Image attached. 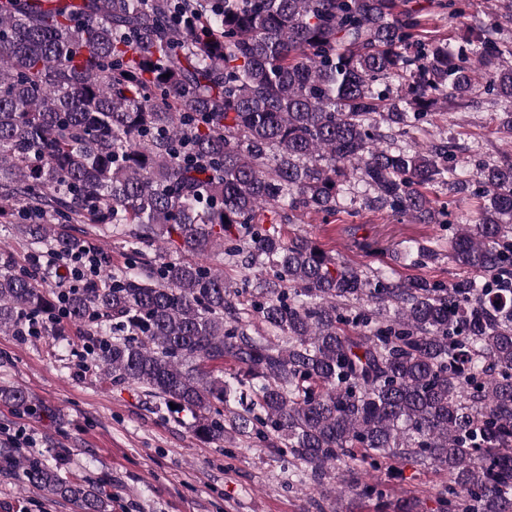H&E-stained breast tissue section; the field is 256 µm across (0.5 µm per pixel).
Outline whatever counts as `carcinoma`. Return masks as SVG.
<instances>
[{
  "instance_id": "cac0c4a2",
  "label": "carcinoma",
  "mask_w": 512,
  "mask_h": 512,
  "mask_svg": "<svg viewBox=\"0 0 512 512\" xmlns=\"http://www.w3.org/2000/svg\"><path fill=\"white\" fill-rule=\"evenodd\" d=\"M436 7L479 33L436 34L419 0H0V224L27 249L0 256V332L68 320L112 383L204 443L282 449L294 482H333L354 512H416L370 478L384 460L447 475L437 512H512V154L467 174L456 140L417 139L485 102L512 133V0L486 22ZM357 184L419 224L449 223L430 186L481 200L448 236L466 276L395 280L277 230ZM90 230L138 245L126 268L47 287ZM0 404L46 411L13 385ZM69 465L0 448L21 485L112 512L111 480Z\"/></svg>"
}]
</instances>
